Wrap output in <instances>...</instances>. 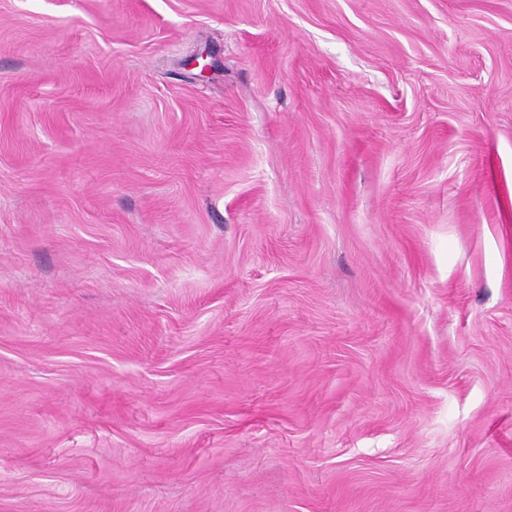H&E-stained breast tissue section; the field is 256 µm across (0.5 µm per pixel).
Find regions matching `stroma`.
Here are the masks:
<instances>
[{
	"mask_svg": "<svg viewBox=\"0 0 512 512\" xmlns=\"http://www.w3.org/2000/svg\"><path fill=\"white\" fill-rule=\"evenodd\" d=\"M0 512H512V0H0Z\"/></svg>",
	"mask_w": 512,
	"mask_h": 512,
	"instance_id": "35a3bbf8",
	"label": "stroma"
}]
</instances>
